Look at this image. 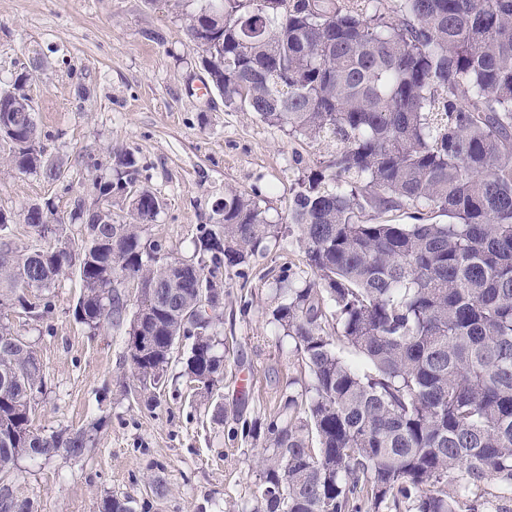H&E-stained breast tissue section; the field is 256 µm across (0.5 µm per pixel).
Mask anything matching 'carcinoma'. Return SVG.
Returning a JSON list of instances; mask_svg holds the SVG:
<instances>
[{
	"mask_svg": "<svg viewBox=\"0 0 512 512\" xmlns=\"http://www.w3.org/2000/svg\"><path fill=\"white\" fill-rule=\"evenodd\" d=\"M187 21L204 31L200 63L225 106L295 138L336 141L292 187L288 226L229 192L198 230L196 259L183 260L145 240L160 208L148 189L127 224L89 225L82 198L66 221H51L48 201L32 206L24 221L40 244L30 247L4 235L13 217L0 210V306L27 309L28 291L76 265L78 320L95 330L123 322L118 287L137 280L133 380L144 390L158 384L190 336L184 375L208 395L224 364L222 312L195 323L185 314L208 278L242 276L268 240L293 236L313 279H277L270 323L311 384L285 395L265 423L263 488L242 512H479L490 483L512 486V0H201ZM39 67H21L0 87V140L18 172L59 177L24 111ZM91 168L96 194L111 196L135 179L138 162L117 154L115 179ZM405 207L412 224L366 218ZM65 222L96 229L104 243L89 256L74 252ZM213 240L224 249L212 250ZM43 386L32 347L0 324V512H33L11 488L19 458L79 457L100 426L35 431ZM102 512L136 510L114 495Z\"/></svg>",
	"mask_w": 512,
	"mask_h": 512,
	"instance_id": "carcinoma-1",
	"label": "carcinoma"
}]
</instances>
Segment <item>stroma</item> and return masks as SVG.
Masks as SVG:
<instances>
[{
    "mask_svg": "<svg viewBox=\"0 0 512 512\" xmlns=\"http://www.w3.org/2000/svg\"><path fill=\"white\" fill-rule=\"evenodd\" d=\"M199 0H0V86L22 63L38 58L27 88L60 178L21 174L0 141V210L11 213L9 236L38 244L23 221L45 201L68 217L90 195L91 163L113 165L122 150L138 160V186L162 202L145 236L169 256L192 259L200 225L228 191L256 201L267 219L287 224L290 189L336 148L309 143L254 114L225 107L197 60L187 13ZM311 277L295 241L270 242L245 276L224 284L223 321L216 338L224 373L209 397L182 376L190 340L176 344L165 382L149 390L127 387L128 328L90 330L75 317L81 292L77 271L37 292L50 301L36 317L0 309V324L22 336L45 370L32 426L41 433L101 427L79 457L19 459L11 486L34 512H99L112 495L133 500L137 512H241L262 484V440L242 426L272 418L285 392H301L309 374L288 339L269 322L279 276ZM223 420H215V406ZM162 479L166 497L150 485Z\"/></svg>",
    "mask_w": 512,
    "mask_h": 512,
    "instance_id": "stroma-1",
    "label": "stroma"
}]
</instances>
